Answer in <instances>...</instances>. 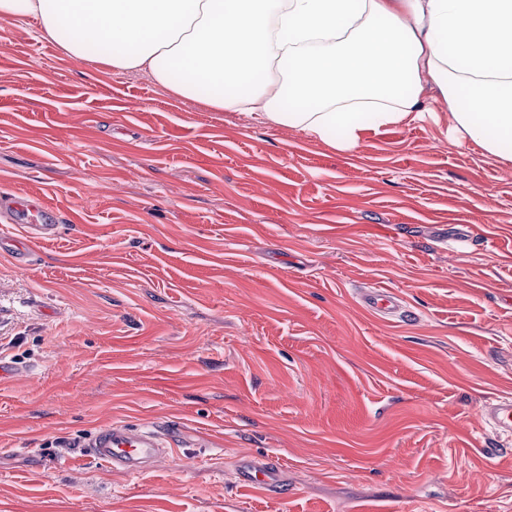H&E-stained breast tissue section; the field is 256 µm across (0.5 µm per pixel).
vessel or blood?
<instances>
[{"mask_svg": "<svg viewBox=\"0 0 512 512\" xmlns=\"http://www.w3.org/2000/svg\"><path fill=\"white\" fill-rule=\"evenodd\" d=\"M51 211L39 196L0 199V218L8 223H22L23 237L14 241L18 258H25L30 244L58 235L60 226L50 219ZM364 306L381 316H404L405 311L387 290L367 288L361 291ZM486 425L497 435L512 437V399L486 403L482 409ZM88 453L126 473L139 476L169 457L174 448L170 435L148 426L118 422L102 428L88 443ZM240 483L277 495L283 491L285 471L266 459H248L238 464L234 473Z\"/></svg>", "mask_w": 512, "mask_h": 512, "instance_id": "b4317fda", "label": "vessel or blood"}]
</instances>
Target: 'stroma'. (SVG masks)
<instances>
[{"label":"stroma","mask_w":512,"mask_h":512,"mask_svg":"<svg viewBox=\"0 0 512 512\" xmlns=\"http://www.w3.org/2000/svg\"><path fill=\"white\" fill-rule=\"evenodd\" d=\"M30 193L63 233L0 250V342L32 369L0 378V512H512L481 420L512 398V166L447 118L341 153L0 24V197ZM122 421L172 455L88 458ZM253 457L282 494L235 482ZM360 299L364 306L372 309L380 316H400L409 318L394 295L387 290L379 288H366L360 292ZM84 448L88 455L139 476L169 457L174 444L160 429L118 422L102 428Z\"/></svg>","instance_id":"obj_1"}]
</instances>
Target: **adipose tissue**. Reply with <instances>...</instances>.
Segmentation results:
<instances>
[{
  "mask_svg": "<svg viewBox=\"0 0 512 512\" xmlns=\"http://www.w3.org/2000/svg\"><path fill=\"white\" fill-rule=\"evenodd\" d=\"M76 61L302 132L341 152L447 111L512 164V0H0Z\"/></svg>",
  "mask_w": 512,
  "mask_h": 512,
  "instance_id": "ef3b65f1",
  "label": "adipose tissue"
}]
</instances>
